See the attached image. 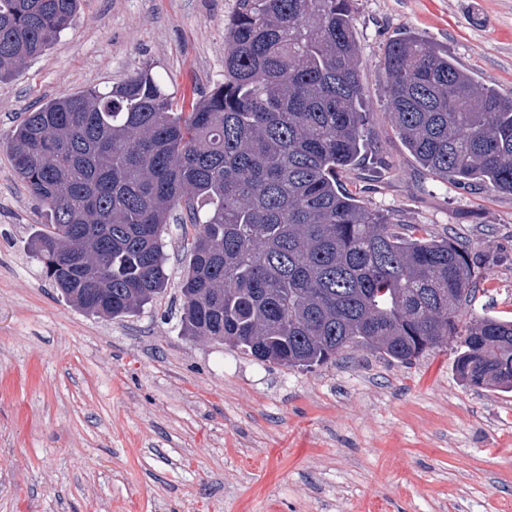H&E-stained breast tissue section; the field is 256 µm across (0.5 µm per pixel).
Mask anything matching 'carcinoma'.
<instances>
[{"label": "carcinoma", "mask_w": 512, "mask_h": 512, "mask_svg": "<svg viewBox=\"0 0 512 512\" xmlns=\"http://www.w3.org/2000/svg\"><path fill=\"white\" fill-rule=\"evenodd\" d=\"M79 0H0V77L68 29ZM224 83L185 111L145 67L58 96L7 145L47 207L31 234L45 278L92 316L167 288L171 220L193 227L180 331L310 369L346 349L408 364L459 338L467 386L512 391V317L462 322L476 286L458 244L395 230L338 176L367 143L350 0H233ZM391 121L415 161L512 194V96L406 30L385 49Z\"/></svg>", "instance_id": "1"}]
</instances>
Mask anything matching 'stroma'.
<instances>
[{
    "label": "stroma",
    "mask_w": 512,
    "mask_h": 512,
    "mask_svg": "<svg viewBox=\"0 0 512 512\" xmlns=\"http://www.w3.org/2000/svg\"><path fill=\"white\" fill-rule=\"evenodd\" d=\"M232 4L81 0L70 29L0 80V512H512V392L463 385L457 340L410 364L348 351L301 370L181 335L176 226L168 288L131 316L87 315L41 278L28 237L46 208L14 174L10 129L146 66L190 105L224 80ZM351 8L369 150L346 183L474 256L468 317L512 312V194L424 171L390 121L382 66L407 28L512 95V0Z\"/></svg>",
    "instance_id": "obj_1"
}]
</instances>
